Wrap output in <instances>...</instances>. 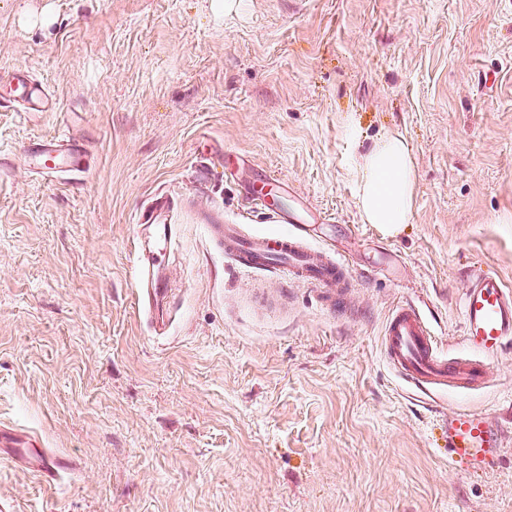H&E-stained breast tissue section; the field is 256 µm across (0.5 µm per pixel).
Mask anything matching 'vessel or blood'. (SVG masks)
I'll list each match as a JSON object with an SVG mask.
<instances>
[{
    "instance_id": "1",
    "label": "vessel or blood",
    "mask_w": 512,
    "mask_h": 512,
    "mask_svg": "<svg viewBox=\"0 0 512 512\" xmlns=\"http://www.w3.org/2000/svg\"><path fill=\"white\" fill-rule=\"evenodd\" d=\"M12 102L33 112L56 107L38 81L13 70L0 74V107ZM21 157L45 178L90 171L76 145L54 137L30 139ZM285 190L283 180L266 175L260 187L250 188L248 199L264 207L274 222L287 225V232L246 236L232 224L217 227L225 253L241 268L279 271L312 285L331 301H343L355 274L349 254L310 247L313 225L326 223L327 217L304 204L285 211L270 207L269 198ZM174 213L173 201L159 194L139 210L137 221L161 225L169 242L175 235ZM160 265L157 252L141 251L137 280L144 296L164 294L165 284L156 274ZM462 315L466 349L450 353L419 307L408 301L397 304L381 338L385 362L404 384L427 396L445 389L481 388L492 360L512 350V287L492 272L475 270L463 294ZM441 426L452 469L464 473L488 469L503 451V432L490 411L459 409L444 418Z\"/></svg>"
}]
</instances>
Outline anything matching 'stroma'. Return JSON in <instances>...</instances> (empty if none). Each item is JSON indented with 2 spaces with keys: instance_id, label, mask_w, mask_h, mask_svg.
I'll return each mask as SVG.
<instances>
[{
  "instance_id": "1",
  "label": "stroma",
  "mask_w": 512,
  "mask_h": 512,
  "mask_svg": "<svg viewBox=\"0 0 512 512\" xmlns=\"http://www.w3.org/2000/svg\"><path fill=\"white\" fill-rule=\"evenodd\" d=\"M53 112L0 108V512H512V352L487 388L426 398L385 364L397 303L459 342L472 270L512 286V0H0V72ZM416 174L398 235L353 174L382 135ZM68 137L91 171L20 160ZM286 181L334 223L343 303L227 259L212 224L278 232L246 186ZM176 204L163 321L138 300L136 215ZM397 275H363L386 252ZM506 445L461 474L441 411ZM64 464L41 480L36 455Z\"/></svg>"
}]
</instances>
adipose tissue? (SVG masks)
<instances>
[{
  "label": "adipose tissue",
  "mask_w": 512,
  "mask_h": 512,
  "mask_svg": "<svg viewBox=\"0 0 512 512\" xmlns=\"http://www.w3.org/2000/svg\"><path fill=\"white\" fill-rule=\"evenodd\" d=\"M362 219L380 225L390 235L410 223L416 186L406 141L398 135L381 137L356 164Z\"/></svg>",
  "instance_id": "obj_1"
}]
</instances>
